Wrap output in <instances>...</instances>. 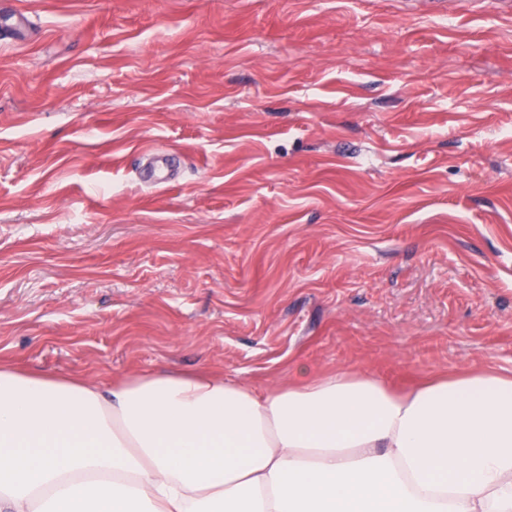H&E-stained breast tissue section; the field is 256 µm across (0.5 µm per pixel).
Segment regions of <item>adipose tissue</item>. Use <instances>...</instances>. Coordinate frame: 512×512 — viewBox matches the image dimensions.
<instances>
[{
    "mask_svg": "<svg viewBox=\"0 0 512 512\" xmlns=\"http://www.w3.org/2000/svg\"><path fill=\"white\" fill-rule=\"evenodd\" d=\"M0 512H512V373L399 393L1 365Z\"/></svg>",
    "mask_w": 512,
    "mask_h": 512,
    "instance_id": "obj_1",
    "label": "adipose tissue"
}]
</instances>
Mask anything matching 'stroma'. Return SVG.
I'll return each instance as SVG.
<instances>
[{
    "label": "stroma",
    "instance_id": "35a3bbf8",
    "mask_svg": "<svg viewBox=\"0 0 512 512\" xmlns=\"http://www.w3.org/2000/svg\"><path fill=\"white\" fill-rule=\"evenodd\" d=\"M447 2L14 0L0 360L512 371V15ZM149 147L175 185L139 176Z\"/></svg>",
    "mask_w": 512,
    "mask_h": 512
}]
</instances>
